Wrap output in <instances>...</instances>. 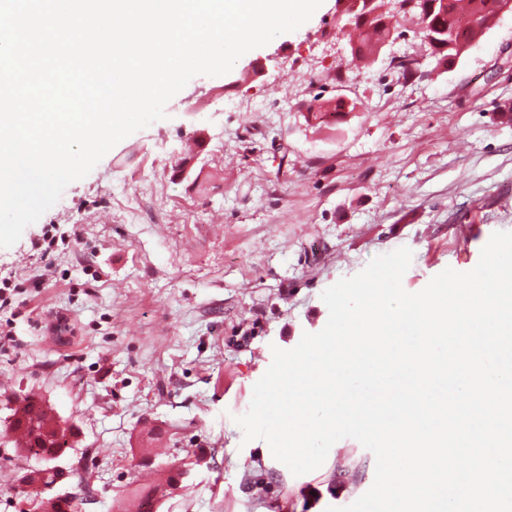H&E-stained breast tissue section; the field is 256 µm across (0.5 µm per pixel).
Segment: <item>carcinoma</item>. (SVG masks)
<instances>
[{"label": "carcinoma", "instance_id": "cac0c4a2", "mask_svg": "<svg viewBox=\"0 0 512 512\" xmlns=\"http://www.w3.org/2000/svg\"><path fill=\"white\" fill-rule=\"evenodd\" d=\"M407 0H395L396 7H388L387 0H376L375 15L369 20L354 17V25L361 30L360 40L350 44L354 59H374L381 50L395 40L392 24L395 10L407 13L402 4ZM504 0H447L432 13L419 18L418 37L435 59L436 66L444 67L458 59L470 46L476 30L486 28L500 13ZM55 420L54 414L41 402L27 397L12 409L11 424L23 427L28 435L25 451L34 455L55 453L61 448H70L72 428L63 429L62 438H56L57 430L47 429ZM33 485H51L60 478V473L49 468L26 471Z\"/></svg>", "mask_w": 512, "mask_h": 512}]
</instances>
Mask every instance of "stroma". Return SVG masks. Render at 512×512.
<instances>
[{
	"mask_svg": "<svg viewBox=\"0 0 512 512\" xmlns=\"http://www.w3.org/2000/svg\"><path fill=\"white\" fill-rule=\"evenodd\" d=\"M350 29L324 0L229 73L193 77L166 119L0 248L18 287L0 310V431L31 394L76 427L53 489L73 512H123L141 490L153 512H326L371 488L375 456L357 440L296 476L235 419L273 348L324 328L321 295L340 278L406 247L402 285L417 292L512 231V11L443 70L409 17L363 70ZM317 98L354 109L309 112ZM50 224L71 236L44 257L31 243ZM41 464L0 442V512H36L17 483ZM340 466L357 480L339 482Z\"/></svg>",
	"mask_w": 512,
	"mask_h": 512,
	"instance_id": "obj_1",
	"label": "stroma"
}]
</instances>
